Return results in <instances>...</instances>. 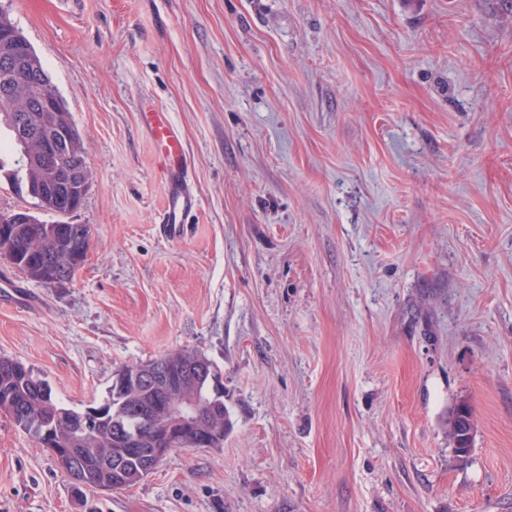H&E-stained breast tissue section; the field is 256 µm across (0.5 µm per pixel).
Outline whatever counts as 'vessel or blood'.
<instances>
[{
	"label": "vessel or blood",
	"mask_w": 512,
	"mask_h": 512,
	"mask_svg": "<svg viewBox=\"0 0 512 512\" xmlns=\"http://www.w3.org/2000/svg\"><path fill=\"white\" fill-rule=\"evenodd\" d=\"M142 125L158 157L165 183L161 234L175 241L184 236L190 218L200 206L189 173L184 132L166 112L143 113Z\"/></svg>",
	"instance_id": "obj_1"
}]
</instances>
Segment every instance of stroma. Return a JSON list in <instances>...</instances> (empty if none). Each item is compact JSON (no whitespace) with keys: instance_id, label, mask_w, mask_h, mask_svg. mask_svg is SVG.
I'll return each instance as SVG.
<instances>
[{"instance_id":"35a3bbf8","label":"stroma","mask_w":512,"mask_h":512,"mask_svg":"<svg viewBox=\"0 0 512 512\" xmlns=\"http://www.w3.org/2000/svg\"><path fill=\"white\" fill-rule=\"evenodd\" d=\"M92 171L71 281L0 261V357L100 406L195 348L224 445L75 496L0 413V512H512V0H7ZM200 208L159 228L149 106ZM467 400L458 458L446 420Z\"/></svg>"}]
</instances>
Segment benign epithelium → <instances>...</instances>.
<instances>
[{
	"instance_id": "obj_1",
	"label": "benign epithelium",
	"mask_w": 512,
	"mask_h": 512,
	"mask_svg": "<svg viewBox=\"0 0 512 512\" xmlns=\"http://www.w3.org/2000/svg\"><path fill=\"white\" fill-rule=\"evenodd\" d=\"M28 47L20 37L13 36V46L0 52V69L10 76L0 89L4 107L0 115L9 122L21 148V163L28 169H38L45 181L65 179L69 192L61 215H69L83 204L89 188L84 167L77 165L81 154L75 152L78 135L74 123L61 108L57 95L45 71L23 58ZM38 88L30 97L28 108L15 110L8 106L16 85ZM208 371L203 356L191 358L182 367H175L160 356L152 362L132 368H120L114 374L123 388L153 399L151 413L163 420L161 428L138 440L133 448H119L112 467L121 470V456L138 453L143 458L137 478L143 480L154 472L173 450L184 448H218L224 442V430L197 422L190 412L195 403V389ZM49 451L57 464L74 484L82 488L88 473L80 466L83 457L95 453L93 448H60L49 442Z\"/></svg>"
}]
</instances>
